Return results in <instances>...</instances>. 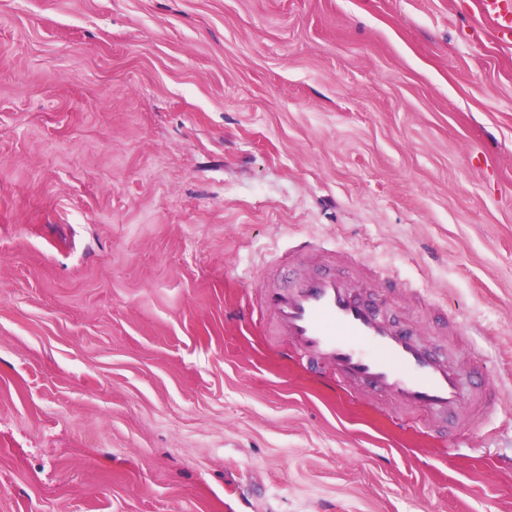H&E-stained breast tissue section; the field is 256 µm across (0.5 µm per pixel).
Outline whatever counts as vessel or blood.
<instances>
[{
  "label": "vessel or blood",
  "instance_id": "b4317fda",
  "mask_svg": "<svg viewBox=\"0 0 512 512\" xmlns=\"http://www.w3.org/2000/svg\"><path fill=\"white\" fill-rule=\"evenodd\" d=\"M497 34L512 38V0H482ZM316 258L323 269L297 272L287 282L266 281L265 271L250 274L262 308L257 319L271 336L294 344L310 367L326 366L339 383H355L397 405L434 415L464 411L478 423L500 404L503 389L484 377L472 383L451 360L421 342L413 329L395 326L376 305L361 300L351 280L336 275L335 249L306 240L290 248L288 259Z\"/></svg>",
  "mask_w": 512,
  "mask_h": 512
}]
</instances>
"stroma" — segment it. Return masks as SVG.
Returning <instances> with one entry per match:
<instances>
[{"label": "stroma", "instance_id": "1", "mask_svg": "<svg viewBox=\"0 0 512 512\" xmlns=\"http://www.w3.org/2000/svg\"><path fill=\"white\" fill-rule=\"evenodd\" d=\"M301 237L500 406L448 439L265 335L245 278ZM0 512H512L479 0H0Z\"/></svg>", "mask_w": 512, "mask_h": 512}]
</instances>
